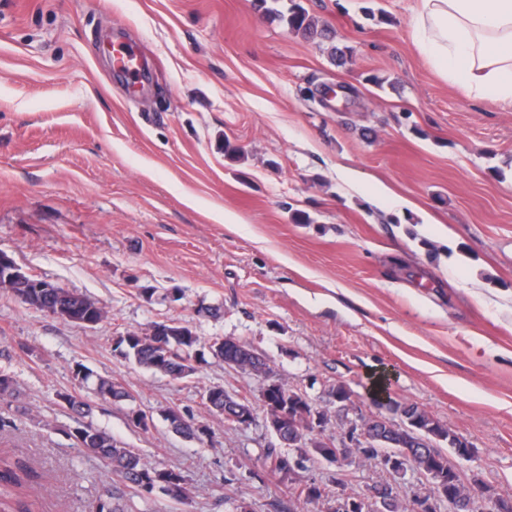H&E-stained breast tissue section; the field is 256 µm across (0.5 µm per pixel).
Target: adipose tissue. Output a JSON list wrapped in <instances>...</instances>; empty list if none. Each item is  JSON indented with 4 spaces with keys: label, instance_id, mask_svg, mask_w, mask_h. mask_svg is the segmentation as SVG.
Returning <instances> with one entry per match:
<instances>
[{
    "label": "adipose tissue",
    "instance_id": "obj_1",
    "mask_svg": "<svg viewBox=\"0 0 512 512\" xmlns=\"http://www.w3.org/2000/svg\"><path fill=\"white\" fill-rule=\"evenodd\" d=\"M411 27L444 80L512 106V0H417Z\"/></svg>",
    "mask_w": 512,
    "mask_h": 512
}]
</instances>
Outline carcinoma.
Segmentation results:
<instances>
[{
    "instance_id": "1",
    "label": "carcinoma",
    "mask_w": 512,
    "mask_h": 512,
    "mask_svg": "<svg viewBox=\"0 0 512 512\" xmlns=\"http://www.w3.org/2000/svg\"><path fill=\"white\" fill-rule=\"evenodd\" d=\"M289 2L291 6L285 16L289 29L306 38L325 36V30L319 27L318 20L295 4L294 0ZM11 292L22 303L41 311L59 306L72 318L90 319L95 324L104 318L103 308L96 302L66 288L42 292L33 288H13ZM155 328L166 337L168 350L159 348L158 336L154 334L142 336L128 333L114 340L112 351L144 369L162 373L177 381L192 376L197 370L193 352L199 344V337L189 327L181 324L157 323ZM209 349L213 356L231 367L242 371H269L253 349L238 340L217 339ZM93 392L101 399L117 402L130 398V393L122 385L102 377L94 380ZM264 392L268 394V403L263 405L267 427L274 438L282 435L288 440L286 450L278 442L264 449V462L272 471L292 478L295 468L288 466V457L294 454L302 459L314 452L345 468L353 463V457L365 452V448L359 443L353 448L337 450L331 439L309 442V434L314 429L325 430V413L318 410L304 394L288 388L282 382L266 386ZM14 395V378L10 372L1 368L0 403H11ZM203 404L210 412L224 415V420L234 426L240 425V422L227 417L226 413L236 416L245 413L250 420H255L252 406L229 396L221 386L206 390ZM393 412L400 414L403 423L397 424L385 416H377L366 421L364 427L408 448L411 451L409 463L426 478L432 488H442L451 496L462 493L464 488L459 474L448 466L447 457L440 449L433 447V444L445 441L458 458L468 460L472 453L467 442L450 433L439 421L414 404H396ZM170 425L175 432L191 439L199 440L207 433L206 427L196 425L192 415L184 417L182 422L172 421ZM67 435L75 439L87 454L117 472L128 486L148 493L157 488L175 500H182L187 495L186 479L181 471L148 465L139 454L118 445L112 435L95 427L91 422L74 428ZM18 485L20 476L11 465H1L0 512H33L29 502L11 492V488ZM324 493V488L316 482L301 480L294 484L291 491L296 498L308 502L320 500ZM369 500L368 495L351 498L340 494L336 496L337 506L332 508V512H370ZM93 512H125V506L121 504V493L107 489L97 499Z\"/></svg>"
}]
</instances>
